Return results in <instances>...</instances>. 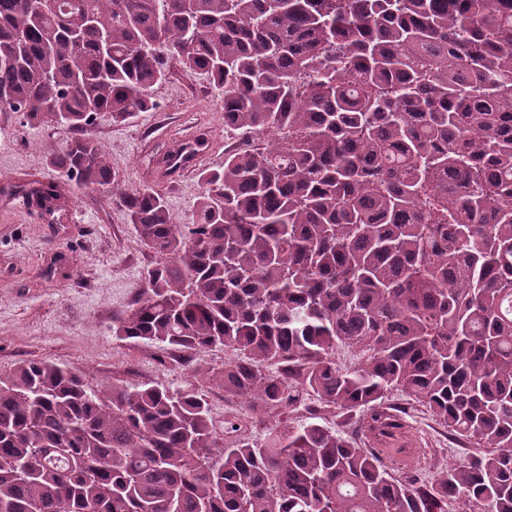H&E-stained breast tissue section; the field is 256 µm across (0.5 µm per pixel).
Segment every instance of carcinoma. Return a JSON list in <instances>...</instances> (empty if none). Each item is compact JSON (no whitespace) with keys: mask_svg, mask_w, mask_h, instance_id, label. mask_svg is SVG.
Masks as SVG:
<instances>
[{"mask_svg":"<svg viewBox=\"0 0 512 512\" xmlns=\"http://www.w3.org/2000/svg\"><path fill=\"white\" fill-rule=\"evenodd\" d=\"M174 59L251 137L198 169L186 224L122 188L92 133L153 110ZM0 112L64 118L50 164L112 191L160 257L112 335L189 354L192 377L0 374V512H512V0H0ZM20 193L66 214L59 183ZM200 379L256 413L312 392L369 447L316 423L254 441L234 417L221 446ZM396 389L487 452L420 488L394 477L385 459L419 453Z\"/></svg>","mask_w":512,"mask_h":512,"instance_id":"cac0c4a2","label":"carcinoma"}]
</instances>
